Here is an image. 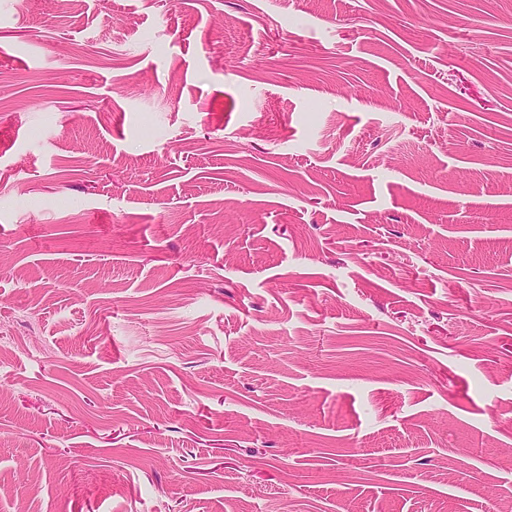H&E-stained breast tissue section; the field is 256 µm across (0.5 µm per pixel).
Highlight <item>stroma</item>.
<instances>
[{
    "instance_id": "1",
    "label": "stroma",
    "mask_w": 512,
    "mask_h": 512,
    "mask_svg": "<svg viewBox=\"0 0 512 512\" xmlns=\"http://www.w3.org/2000/svg\"><path fill=\"white\" fill-rule=\"evenodd\" d=\"M0 254V512H512V0H0Z\"/></svg>"
}]
</instances>
